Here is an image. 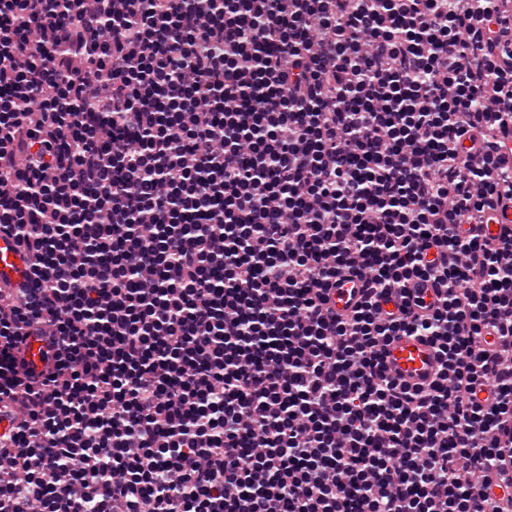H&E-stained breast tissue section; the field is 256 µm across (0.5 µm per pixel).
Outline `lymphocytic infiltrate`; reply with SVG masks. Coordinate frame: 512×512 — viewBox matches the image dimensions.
<instances>
[{"instance_id":"lymphocytic-infiltrate-1","label":"lymphocytic infiltrate","mask_w":512,"mask_h":512,"mask_svg":"<svg viewBox=\"0 0 512 512\" xmlns=\"http://www.w3.org/2000/svg\"><path fill=\"white\" fill-rule=\"evenodd\" d=\"M509 154L512 0H0V512H512ZM27 267L13 238L0 235V284L18 285L25 280ZM360 295V283L357 279H339L336 288L331 290L332 303L337 312H344L357 302ZM388 364L393 373L410 384L427 382L437 367L434 347L421 336H399L387 350Z\"/></svg>"}]
</instances>
